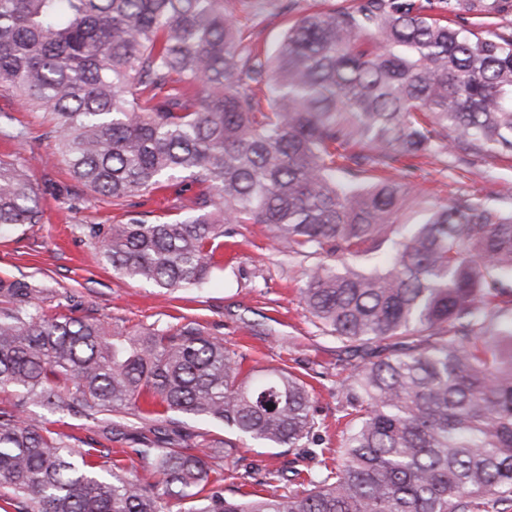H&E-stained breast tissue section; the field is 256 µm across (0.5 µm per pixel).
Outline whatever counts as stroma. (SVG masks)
<instances>
[{
    "label": "stroma",
    "instance_id": "1",
    "mask_svg": "<svg viewBox=\"0 0 512 512\" xmlns=\"http://www.w3.org/2000/svg\"><path fill=\"white\" fill-rule=\"evenodd\" d=\"M0 114L9 115L35 147L30 162L36 186L68 183L67 165L54 139L45 135L43 114L12 95L0 96ZM394 178L413 188L425 203L445 205L459 193L512 210V160L493 166L465 164L442 153L414 166L395 164ZM41 223L0 236V278L38 282L47 303L74 297L79 315H90L130 332L192 322L205 333L235 344L244 369L292 368L313 387V406L323 427L322 445L335 449L346 420L336 398V380L350 356L323 334L299 304L306 261L273 249L262 224H229L224 243L236 245L226 258L217 253L218 270L201 289L170 291L121 278L106 264L81 224H116L125 207L84 194L80 211L45 195Z\"/></svg>",
    "mask_w": 512,
    "mask_h": 512
}]
</instances>
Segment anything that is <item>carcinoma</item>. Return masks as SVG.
I'll return each mask as SVG.
<instances>
[{"label":"carcinoma","instance_id":"1","mask_svg":"<svg viewBox=\"0 0 512 512\" xmlns=\"http://www.w3.org/2000/svg\"><path fill=\"white\" fill-rule=\"evenodd\" d=\"M512 0H356L292 22L273 50L246 43L226 0H0V94L46 115L74 185L142 207L163 183L203 186L168 221L137 212L86 224L121 276L164 289L206 284L226 224H264L308 267L302 309L355 362L336 382L353 415L340 460L280 491L282 470L238 441L304 448L317 420L286 368L243 373V354L192 323L114 332L43 289L0 279L1 503L18 512H512V211L460 196L426 208L367 175L444 149L494 165L512 154ZM0 159V235L43 217L26 133ZM343 178L336 179V172ZM421 220L405 231L404 208ZM389 247L388 267L332 260ZM67 311H62V308ZM148 394L163 412L131 452L160 476L143 485L99 441L25 414L74 412L102 437ZM219 422L183 435L180 417ZM255 479L251 498L216 477Z\"/></svg>","mask_w":512,"mask_h":512}]
</instances>
